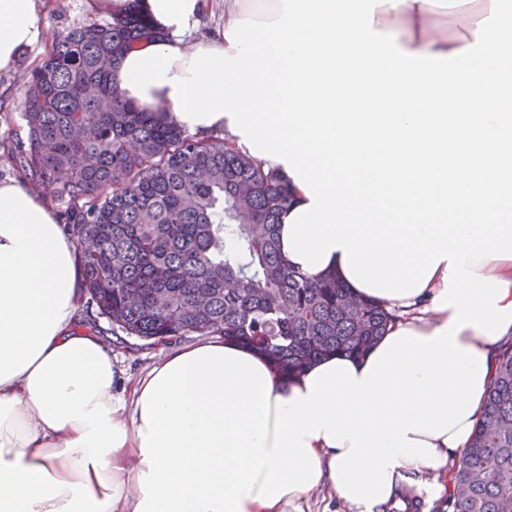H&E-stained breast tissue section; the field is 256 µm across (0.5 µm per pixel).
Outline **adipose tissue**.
<instances>
[{
	"label": "adipose tissue",
	"mask_w": 512,
	"mask_h": 512,
	"mask_svg": "<svg viewBox=\"0 0 512 512\" xmlns=\"http://www.w3.org/2000/svg\"><path fill=\"white\" fill-rule=\"evenodd\" d=\"M162 40L117 68L126 98L291 181L278 228L301 272L405 317L359 358L297 377L220 337L122 387L79 327L75 246L0 183V512H301L329 490L372 512L413 475L448 495L512 338V9L463 0H148ZM0 0V71L49 39ZM224 24L223 13L218 9L207 13L200 25L185 37L186 44H196L216 38Z\"/></svg>",
	"instance_id": "adipose-tissue-1"
}]
</instances>
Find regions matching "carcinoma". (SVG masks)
Masks as SVG:
<instances>
[{
	"mask_svg": "<svg viewBox=\"0 0 512 512\" xmlns=\"http://www.w3.org/2000/svg\"><path fill=\"white\" fill-rule=\"evenodd\" d=\"M141 0H93L99 20L57 37L29 74L22 182L60 208L83 269L93 332L155 345L221 336L263 353L285 376L331 354L361 356L398 320L336 275L308 277L280 250L288 179L147 111L111 80L119 59L160 37ZM109 328L103 330L100 320ZM442 512H501L512 501V343L498 354L479 425Z\"/></svg>",
	"mask_w": 512,
	"mask_h": 512,
	"instance_id": "obj_1",
	"label": "carcinoma"
}]
</instances>
